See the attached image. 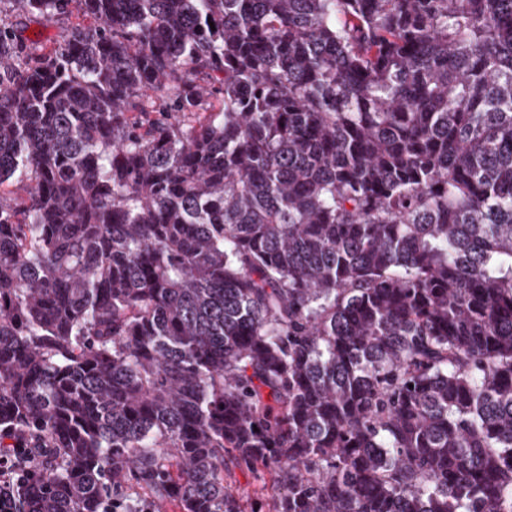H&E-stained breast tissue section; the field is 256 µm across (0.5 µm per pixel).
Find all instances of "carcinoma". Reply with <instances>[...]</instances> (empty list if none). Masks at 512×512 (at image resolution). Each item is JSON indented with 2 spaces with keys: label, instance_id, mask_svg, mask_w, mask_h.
I'll return each instance as SVG.
<instances>
[{
  "label": "carcinoma",
  "instance_id": "carcinoma-1",
  "mask_svg": "<svg viewBox=\"0 0 512 512\" xmlns=\"http://www.w3.org/2000/svg\"><path fill=\"white\" fill-rule=\"evenodd\" d=\"M19 441L24 512H512V0H0ZM10 21L27 23L28 28L25 32L27 52H34L40 45L61 42L66 38L69 30L67 20L36 23L29 22L25 16L14 17L12 15Z\"/></svg>",
  "mask_w": 512,
  "mask_h": 512
}]
</instances>
